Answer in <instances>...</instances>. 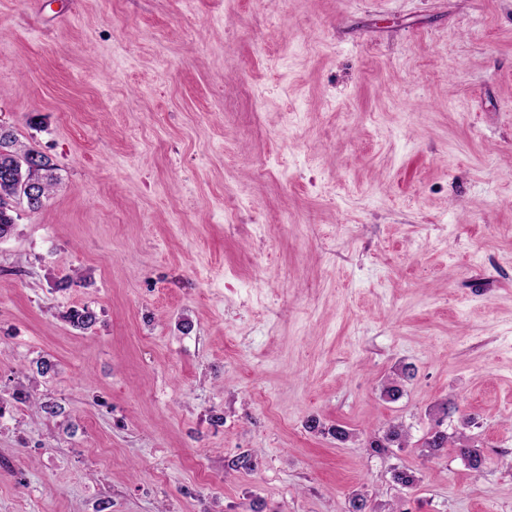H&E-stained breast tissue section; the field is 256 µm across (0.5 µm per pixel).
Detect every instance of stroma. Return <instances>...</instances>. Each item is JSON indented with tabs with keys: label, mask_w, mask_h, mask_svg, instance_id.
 <instances>
[{
	"label": "stroma",
	"mask_w": 512,
	"mask_h": 512,
	"mask_svg": "<svg viewBox=\"0 0 512 512\" xmlns=\"http://www.w3.org/2000/svg\"><path fill=\"white\" fill-rule=\"evenodd\" d=\"M0 126V512H512V0H0ZM17 139L14 134L10 132H2L0 130V163L1 166L6 161L13 162L14 158H31L33 165L27 167L23 164L19 171V176L22 181H34L40 185V196L41 201H36L33 204H28L31 208H39L43 201L46 200L52 188V174L48 172L52 171L53 165L45 155L33 149H24L22 146H17ZM37 159L38 161H34ZM17 183V179L11 184H5L0 181V237L4 234L8 235L14 228V210L9 208L1 209V207L7 204L4 197L16 196ZM365 434V448L370 455H383L389 448H404L408 438V431L400 423L390 424L385 429Z\"/></svg>",
	"instance_id": "obj_1"
}]
</instances>
